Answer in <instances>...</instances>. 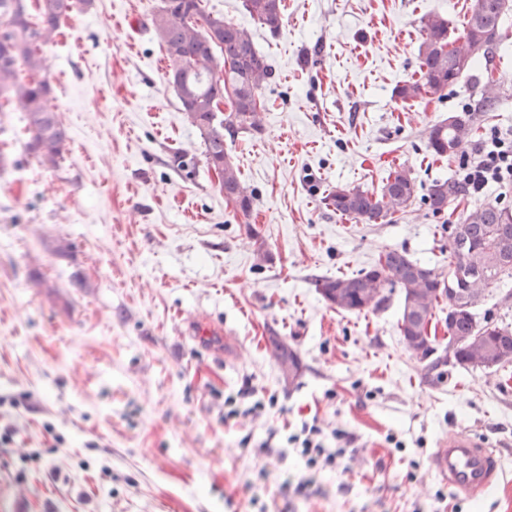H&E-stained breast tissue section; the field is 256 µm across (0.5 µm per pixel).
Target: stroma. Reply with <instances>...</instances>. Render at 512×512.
<instances>
[{"label":"stroma","mask_w":512,"mask_h":512,"mask_svg":"<svg viewBox=\"0 0 512 512\" xmlns=\"http://www.w3.org/2000/svg\"><path fill=\"white\" fill-rule=\"evenodd\" d=\"M474 3L283 0L274 33L242 0H203L273 70L261 130L224 140L254 195L247 216L168 81L150 22L161 0L74 9L43 47L61 158L29 151L24 112L0 106V429L15 432L0 446V512H512V363L436 380L401 341L400 288L355 313L314 284L390 249L447 266L463 212L512 207V189L492 188L363 224L324 201L338 187L379 192L399 166L426 186L455 177L427 137L461 112L472 142L512 130V10L493 60L442 97L394 94L421 78L422 18L446 19L456 39ZM195 317L225 335H187ZM237 391L275 406L225 421ZM313 422L327 447L347 441L342 465L307 467L288 443ZM462 431L504 457L478 498L431 471L439 441Z\"/></svg>","instance_id":"1"}]
</instances>
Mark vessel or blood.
Returning a JSON list of instances; mask_svg holds the SVG:
<instances>
[{"label": "vessel or blood", "instance_id": "b4317fda", "mask_svg": "<svg viewBox=\"0 0 512 512\" xmlns=\"http://www.w3.org/2000/svg\"><path fill=\"white\" fill-rule=\"evenodd\" d=\"M432 467L434 475L447 481L451 489L471 496L483 495L497 482L502 469L500 458L466 433L440 441Z\"/></svg>", "mask_w": 512, "mask_h": 512}]
</instances>
